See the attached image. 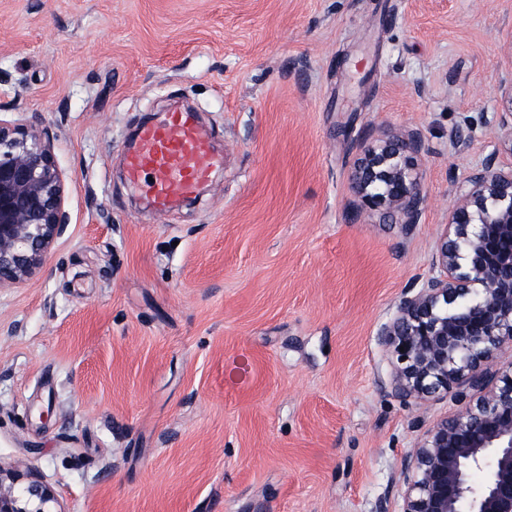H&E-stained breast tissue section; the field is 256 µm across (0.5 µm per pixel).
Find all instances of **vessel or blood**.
Here are the masks:
<instances>
[{
  "mask_svg": "<svg viewBox=\"0 0 512 512\" xmlns=\"http://www.w3.org/2000/svg\"><path fill=\"white\" fill-rule=\"evenodd\" d=\"M136 141L127 153V175L134 180L148 177L149 204L160 215L176 200L192 196L223 162L212 150L207 130L186 112H171L160 122L143 125Z\"/></svg>",
  "mask_w": 512,
  "mask_h": 512,
  "instance_id": "vessel-or-blood-1",
  "label": "vessel or blood"
}]
</instances>
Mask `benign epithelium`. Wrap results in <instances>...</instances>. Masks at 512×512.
Segmentation results:
<instances>
[{
  "label": "benign epithelium",
  "instance_id": "benign-epithelium-1",
  "mask_svg": "<svg viewBox=\"0 0 512 512\" xmlns=\"http://www.w3.org/2000/svg\"><path fill=\"white\" fill-rule=\"evenodd\" d=\"M498 106L481 122L512 153V60L498 73ZM473 122L448 130L462 156ZM351 171L362 212L385 209L409 232L427 204L423 131L363 141ZM66 183L47 131L0 124V289L28 280L62 234ZM405 406L442 392L457 407L406 454L401 512H512V161L497 150L469 167L448 206L432 274L407 288L378 331ZM0 512H64L54 488L0 462Z\"/></svg>",
  "mask_w": 512,
  "mask_h": 512
}]
</instances>
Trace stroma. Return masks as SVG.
I'll use <instances>...</instances> for the list:
<instances>
[{
  "mask_svg": "<svg viewBox=\"0 0 512 512\" xmlns=\"http://www.w3.org/2000/svg\"><path fill=\"white\" fill-rule=\"evenodd\" d=\"M512 0H0V121L39 119L69 223L0 290V461L65 512H400L455 410L388 394L378 341L495 146ZM189 110L224 163L158 218L129 136ZM418 127L427 207L357 213L361 141ZM51 408L40 421L38 411ZM472 125V120L466 117L448 130V141L460 156L465 155L470 149Z\"/></svg>",
  "mask_w": 512,
  "mask_h": 512,
  "instance_id": "stroma-1",
  "label": "stroma"
}]
</instances>
